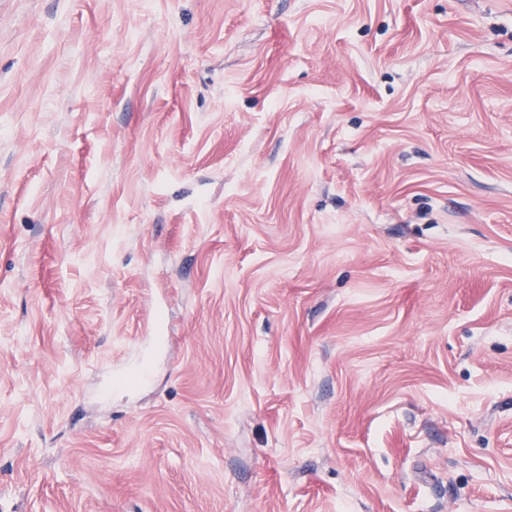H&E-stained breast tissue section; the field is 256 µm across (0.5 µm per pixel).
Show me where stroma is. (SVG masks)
<instances>
[{
  "mask_svg": "<svg viewBox=\"0 0 512 512\" xmlns=\"http://www.w3.org/2000/svg\"><path fill=\"white\" fill-rule=\"evenodd\" d=\"M0 512H512V0H0Z\"/></svg>",
  "mask_w": 512,
  "mask_h": 512,
  "instance_id": "obj_1",
  "label": "stroma"
}]
</instances>
